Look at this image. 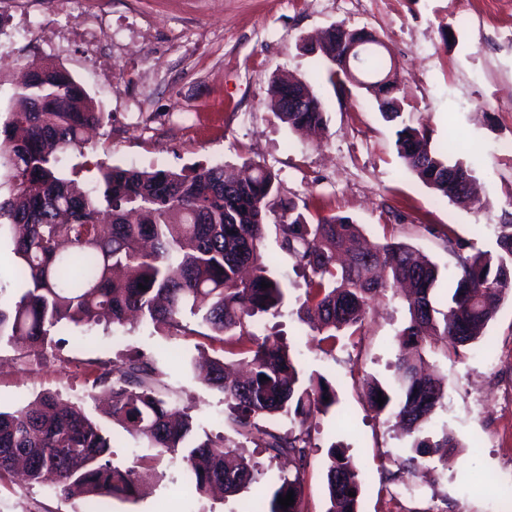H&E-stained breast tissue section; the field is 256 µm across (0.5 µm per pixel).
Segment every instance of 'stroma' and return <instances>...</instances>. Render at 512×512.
I'll use <instances>...</instances> for the list:
<instances>
[{
	"instance_id": "1",
	"label": "stroma",
	"mask_w": 512,
	"mask_h": 512,
	"mask_svg": "<svg viewBox=\"0 0 512 512\" xmlns=\"http://www.w3.org/2000/svg\"><path fill=\"white\" fill-rule=\"evenodd\" d=\"M334 24L382 42L398 67L405 110L431 130L435 146L471 165L481 208L439 200L398 157L395 129L374 99L354 84L340 92L329 83L324 61L305 46ZM48 64L67 69L97 103L102 122L87 143L97 160L175 172L260 164L276 174L281 199L306 216L345 217L369 242L391 237L427 256L441 272L437 299L455 272L447 238L468 254L492 252L498 224L512 220V153L503 150L512 142V0H0V112L22 73ZM280 73L305 80L325 101L323 136L298 135L275 117L269 88ZM283 215L270 214L263 245L287 276L288 294L280 316L260 319V332L282 336L304 375L324 376L337 398L313 421L306 512L327 508L325 462L334 445L360 469V512H503L512 503V294L478 343L456 354L427 351L446 378L445 396L421 433L404 434L372 409L365 382L391 379L405 304L390 293L376 297L360 332L341 338L333 353L320 351L297 315L304 281L274 231ZM219 349L147 325L72 327L63 342L22 359L2 346L0 410L51 392L101 418L87 397L90 361L118 368L140 355L190 405L198 436L243 444L266 462L260 439L241 442L223 394L184 362ZM446 432L459 446L433 482L406 475L383 490L395 458ZM186 477L180 460L166 459L138 498L108 500L101 512H247L249 493L200 495ZM86 510L82 498L18 477L0 483V512Z\"/></svg>"
}]
</instances>
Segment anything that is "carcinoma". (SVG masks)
Masks as SVG:
<instances>
[{
	"mask_svg": "<svg viewBox=\"0 0 512 512\" xmlns=\"http://www.w3.org/2000/svg\"><path fill=\"white\" fill-rule=\"evenodd\" d=\"M371 40L367 31L343 25L325 31L317 51L330 84L344 88L341 55L349 44H363V67L373 80L361 88L396 123L399 158L439 197L481 205L468 189L473 168L436 150L427 128L404 120L398 92L378 81L387 64L367 46ZM270 109L293 130L326 129L324 101L295 76L272 78ZM101 119L83 84L56 65L16 86L0 114V237H11L14 255L10 279L0 276V346L20 337L32 348L48 346L72 325L120 327L130 313L175 336L232 343L255 335L257 318L279 314L288 289L262 250L268 215L277 206L295 210L278 198L276 175L253 163L249 174L233 181L222 164L188 173L104 165L85 152V134ZM75 150L85 158L81 168L97 170L90 186L80 184L78 170L70 177L60 172L63 157ZM275 229L280 249L304 280L299 320L320 335L325 353L336 347L340 332L362 326L371 299L390 288L409 289L393 380L371 382L367 398L376 413L422 431L445 390L439 379L421 373L419 350L449 345L456 351L483 335L512 293V223L499 225L494 254L464 255L463 244L448 239L457 258L455 285L441 304L438 266L408 244L389 239L358 248L359 227L336 215L309 219L298 213ZM245 366L247 378H231L224 357H214L205 383L224 394L227 420L242 438L261 420L288 418V430L262 431V448L269 462L284 460L294 469L279 475L271 495L255 498L250 510L304 512L308 420L336 405V390L322 376L303 380L289 346L277 337L253 343ZM93 373L91 389L110 394L112 422L158 449L157 460L180 458L197 493L219 487L239 494L264 479L267 469L243 447L195 437L189 408L162 392L161 373L151 362L136 356L117 370L96 363ZM112 442L80 405L47 392L32 405L0 411V479L22 462L27 484L48 486L65 499L83 497L91 509L104 499H134L140 494L136 466L114 462ZM456 447L448 433L418 442L413 455L394 460L397 470L387 472L386 483L445 461ZM328 457L326 512H359L356 463L343 448L330 449ZM290 491L294 504L285 508L278 498Z\"/></svg>",
	"mask_w": 512,
	"mask_h": 512,
	"instance_id": "obj_1",
	"label": "carcinoma"
}]
</instances>
